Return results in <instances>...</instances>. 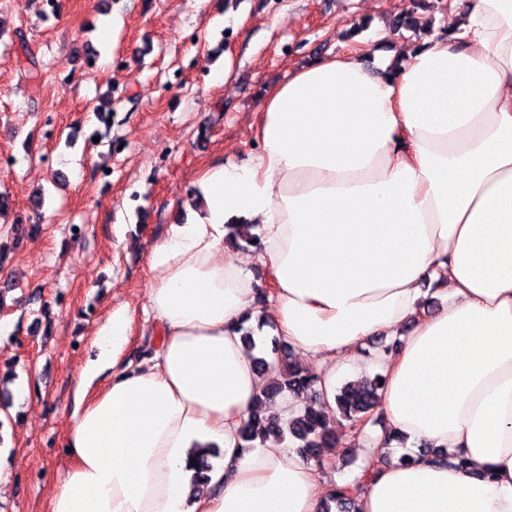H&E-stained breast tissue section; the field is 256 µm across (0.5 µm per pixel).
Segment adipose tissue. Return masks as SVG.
<instances>
[{
	"instance_id": "obj_1",
	"label": "adipose tissue",
	"mask_w": 512,
	"mask_h": 512,
	"mask_svg": "<svg viewBox=\"0 0 512 512\" xmlns=\"http://www.w3.org/2000/svg\"><path fill=\"white\" fill-rule=\"evenodd\" d=\"M448 29L390 51L381 32L265 92L261 151L203 169L150 248L158 348L129 358L126 307L96 328L48 512H321L331 484L313 461L240 446L271 379L238 330L254 262L321 411L365 340L402 338L374 360L388 429L357 441L378 458L427 442L442 458L379 460L353 487L357 512H512V0H454ZM231 224L254 225V256L225 252ZM426 282L444 295L430 316ZM209 448L221 457L194 485Z\"/></svg>"
}]
</instances>
